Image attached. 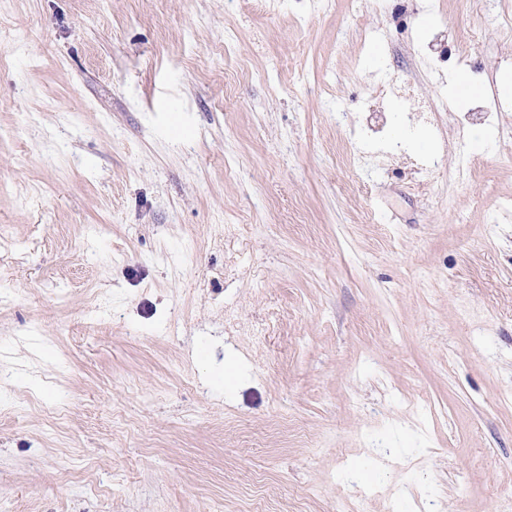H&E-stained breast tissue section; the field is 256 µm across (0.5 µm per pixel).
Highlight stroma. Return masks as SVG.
Returning a JSON list of instances; mask_svg holds the SVG:
<instances>
[{"instance_id":"stroma-1","label":"stroma","mask_w":512,"mask_h":512,"mask_svg":"<svg viewBox=\"0 0 512 512\" xmlns=\"http://www.w3.org/2000/svg\"><path fill=\"white\" fill-rule=\"evenodd\" d=\"M508 14L0 0V512H512Z\"/></svg>"}]
</instances>
